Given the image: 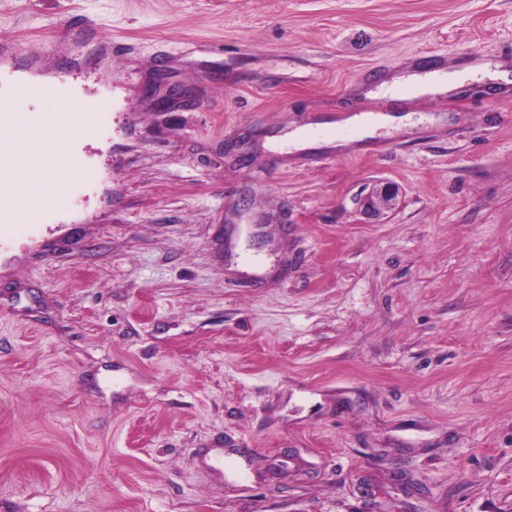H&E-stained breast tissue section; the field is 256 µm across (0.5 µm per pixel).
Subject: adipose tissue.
<instances>
[{
	"mask_svg": "<svg viewBox=\"0 0 512 512\" xmlns=\"http://www.w3.org/2000/svg\"><path fill=\"white\" fill-rule=\"evenodd\" d=\"M463 73L413 70L398 75L396 83L421 95L457 90ZM94 112L79 101L63 98L55 112H26L12 99L0 103V208L27 217L52 192L55 168L80 169L81 159L72 141L93 127Z\"/></svg>",
	"mask_w": 512,
	"mask_h": 512,
	"instance_id": "1",
	"label": "adipose tissue"
}]
</instances>
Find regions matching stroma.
<instances>
[{
    "instance_id": "35a3bbf8",
    "label": "stroma",
    "mask_w": 512,
    "mask_h": 512,
    "mask_svg": "<svg viewBox=\"0 0 512 512\" xmlns=\"http://www.w3.org/2000/svg\"><path fill=\"white\" fill-rule=\"evenodd\" d=\"M432 56L512 0H0V93L97 114L0 222V512H512V88L357 94ZM352 112L415 125L265 145ZM274 147H290L294 150L301 151L312 149L320 146H333L336 141V148L347 147L349 139H336L335 137H325L322 142L313 141L308 135L305 128H297L292 131H281L279 134H274L269 138ZM397 195L398 188L390 183L383 184L363 201L362 207L366 212H371L376 208L389 209Z\"/></svg>"
}]
</instances>
